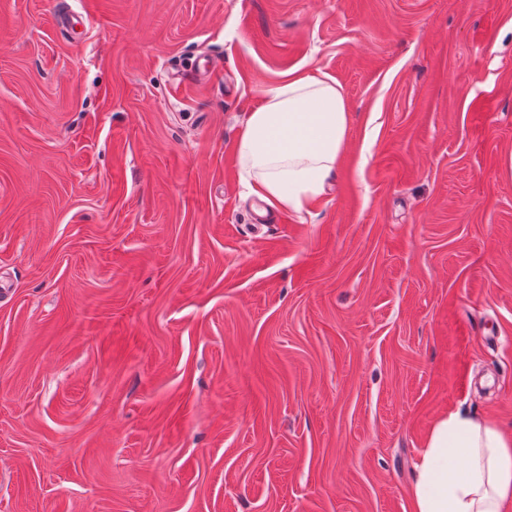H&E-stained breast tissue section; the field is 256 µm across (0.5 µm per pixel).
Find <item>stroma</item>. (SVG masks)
I'll list each match as a JSON object with an SVG mask.
<instances>
[{
  "mask_svg": "<svg viewBox=\"0 0 512 512\" xmlns=\"http://www.w3.org/2000/svg\"><path fill=\"white\" fill-rule=\"evenodd\" d=\"M297 68L346 144L260 224ZM451 409L512 434V0H0V512H411ZM348 125L346 98L333 77L284 73L242 127L240 181L268 208L302 212L332 174Z\"/></svg>",
  "mask_w": 512,
  "mask_h": 512,
  "instance_id": "35a3bbf8",
  "label": "stroma"
}]
</instances>
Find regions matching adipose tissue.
Here are the masks:
<instances>
[{"label": "adipose tissue", "mask_w": 512, "mask_h": 512, "mask_svg": "<svg viewBox=\"0 0 512 512\" xmlns=\"http://www.w3.org/2000/svg\"><path fill=\"white\" fill-rule=\"evenodd\" d=\"M348 125L333 77L284 73L242 127L241 182L269 208L302 212L332 174ZM511 500L512 435L459 410L438 416L413 466L412 512H503Z\"/></svg>", "instance_id": "obj_1"}]
</instances>
